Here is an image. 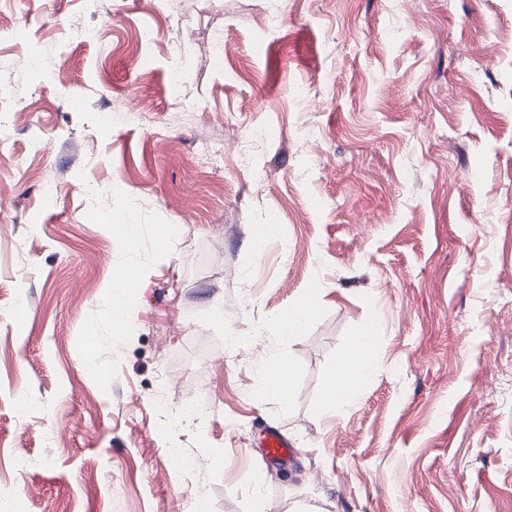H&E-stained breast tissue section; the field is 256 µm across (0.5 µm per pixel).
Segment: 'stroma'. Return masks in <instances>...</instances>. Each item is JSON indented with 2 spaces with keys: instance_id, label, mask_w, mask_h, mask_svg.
Wrapping results in <instances>:
<instances>
[{
  "instance_id": "35a3bbf8",
  "label": "stroma",
  "mask_w": 512,
  "mask_h": 512,
  "mask_svg": "<svg viewBox=\"0 0 512 512\" xmlns=\"http://www.w3.org/2000/svg\"><path fill=\"white\" fill-rule=\"evenodd\" d=\"M0 16V299H19L0 310V512H252L257 491L269 512H512V0ZM372 319L360 397L325 403ZM273 358L285 400L260 394ZM268 424L290 465L264 463ZM171 448L208 465L167 469Z\"/></svg>"
}]
</instances>
